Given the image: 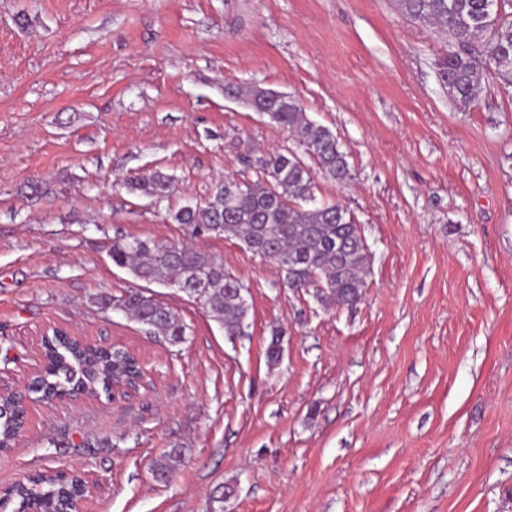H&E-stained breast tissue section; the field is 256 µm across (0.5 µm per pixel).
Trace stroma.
<instances>
[{
    "label": "stroma",
    "instance_id": "35a3bbf8",
    "mask_svg": "<svg viewBox=\"0 0 512 512\" xmlns=\"http://www.w3.org/2000/svg\"><path fill=\"white\" fill-rule=\"evenodd\" d=\"M442 46L395 0H0V386L24 387L50 323L129 347L155 376L139 396L31 405L0 493L80 470L99 483L87 512H210L223 483L224 512H512V88L492 79L457 104ZM228 81L294 94L337 135L353 179L316 176L315 194L369 246L356 306L200 238L248 289L231 338L113 265V238L184 241L167 209L286 145ZM154 168L172 178L160 206L127 186ZM134 288L179 314L184 343L93 302Z\"/></svg>",
    "mask_w": 512,
    "mask_h": 512
}]
</instances>
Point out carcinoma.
<instances>
[{"label": "carcinoma", "mask_w": 512, "mask_h": 512, "mask_svg": "<svg viewBox=\"0 0 512 512\" xmlns=\"http://www.w3.org/2000/svg\"><path fill=\"white\" fill-rule=\"evenodd\" d=\"M410 20L448 36L437 57L439 80L448 96L466 106L479 95L483 82L495 78L512 86V0H397ZM487 39L486 56L474 43ZM224 93L246 98L250 107L265 111L287 131L292 145L248 158L251 179L226 176L215 185L213 199L168 212L189 238L235 239L253 256L271 261L290 288H311L314 297L336 307H353L362 297L371 254L361 227L337 202L316 201L315 177L323 174L345 184L353 178L346 153L332 130L312 121L299 99L260 98L256 88L228 83ZM170 178L159 171L135 181L141 195L157 204L166 197ZM112 263L137 280L174 288L198 302L226 336H241L247 327V300L239 296L244 284L224 267L220 257L184 243H160L149 238L116 237ZM95 303L131 315L145 330L169 344L185 341L186 326L168 305L129 292L114 297L101 292ZM284 331H272L266 348L269 363L280 360ZM44 363L32 378L27 394L0 400V451L12 447L24 427L26 400L50 402L72 397L79 388L99 397L115 384H131L145 374L139 359L122 346L103 347L68 336H45ZM177 444L154 465L155 474L170 477L180 464ZM84 493L80 479L59 472L36 474L0 496V512H53L65 496Z\"/></svg>", "instance_id": "obj_1"}]
</instances>
